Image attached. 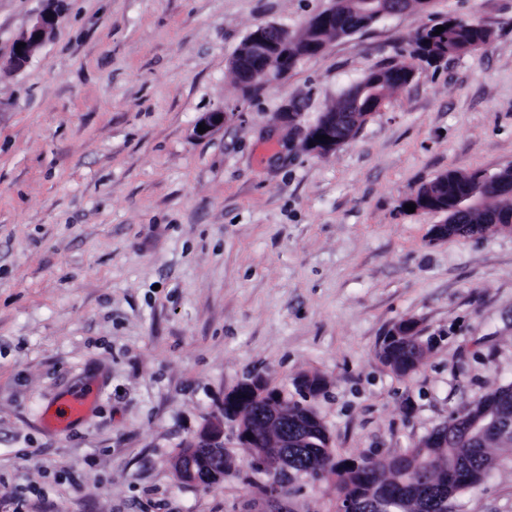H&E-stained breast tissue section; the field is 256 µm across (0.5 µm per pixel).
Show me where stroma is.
I'll use <instances>...</instances> for the list:
<instances>
[{
  "instance_id": "35a3bbf8",
  "label": "stroma",
  "mask_w": 512,
  "mask_h": 512,
  "mask_svg": "<svg viewBox=\"0 0 512 512\" xmlns=\"http://www.w3.org/2000/svg\"><path fill=\"white\" fill-rule=\"evenodd\" d=\"M329 5L63 0L0 77V512H253L265 474L203 488L173 466L250 376L291 400L297 376L324 378L310 404L351 459L403 452L512 381V229L433 242L440 216L405 207L447 171L512 166V0L410 6L244 93L245 37ZM46 6L0 0V65ZM476 14L484 49L416 66L354 138L306 150L370 69ZM406 318L435 344L402 378L376 352ZM88 391L81 417L48 423ZM287 492L290 512H336L331 483ZM451 507L512 512V454ZM57 14L53 9L44 10L41 12L27 27V39H31L34 42H39L41 45L44 43L46 38L52 32Z\"/></svg>"
}]
</instances>
